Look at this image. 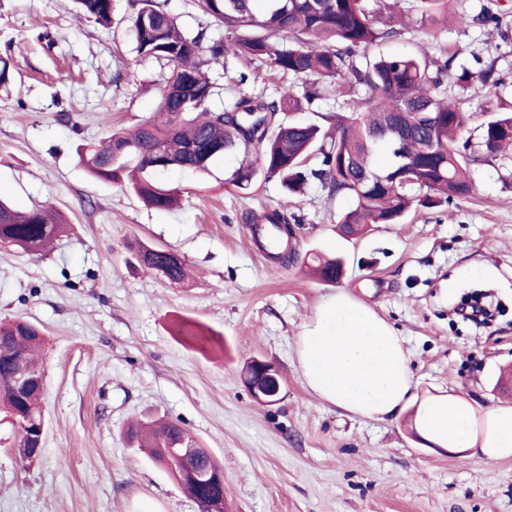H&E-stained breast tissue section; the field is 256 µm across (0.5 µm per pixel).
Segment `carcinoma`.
Returning <instances> with one entry per match:
<instances>
[{
	"label": "carcinoma",
	"mask_w": 512,
	"mask_h": 512,
	"mask_svg": "<svg viewBox=\"0 0 512 512\" xmlns=\"http://www.w3.org/2000/svg\"><path fill=\"white\" fill-rule=\"evenodd\" d=\"M167 0H132L135 52L160 64L163 72L156 114L133 130L115 132L106 140L82 147L80 159L97 180L120 185L145 205L172 210L181 189L169 187L158 175L171 170L202 173L226 154L237 157L227 183L244 189L256 173L278 177L288 193L302 191L311 179L333 196L349 200L337 218L338 233L351 238L371 224H397L410 210L444 208L471 191L466 120L448 100L447 78L454 57L441 62L412 55H389L357 62L371 46L401 35L394 5L378 12L364 0H196L198 7L231 34L210 38L186 32L165 8ZM79 14L101 26L112 24V0H76ZM417 21L423 26L448 25V0H420ZM266 62L284 76L306 80L303 91L283 84L264 99L241 94L220 109L210 105L215 85L210 65L228 56ZM478 79L497 86L493 66L477 72L466 68L459 84ZM336 83V93L349 97L344 112L334 117L333 132L320 134L314 123L286 119L319 99L320 83ZM362 86V95L355 93ZM483 125L485 156L512 146V111L492 105ZM321 157L317 168L306 167L311 153ZM276 244L283 249L281 225L299 223L274 211L265 215ZM70 225L43 206L17 209L0 201V249L41 255ZM127 248L139 262L173 283L188 277L185 262L169 250L148 247L134 239ZM321 280L334 283L343 274L341 259L312 257ZM44 331L21 318L0 320V414L15 429L13 452L28 469L41 458L30 435L45 422ZM35 376L27 387L17 383L18 362ZM128 441L148 450L190 497L224 493L221 464L212 456L207 466L216 484L197 492L183 473L170 468V449L194 437L174 421H137L126 430Z\"/></svg>",
	"instance_id": "1"
}]
</instances>
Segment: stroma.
I'll return each instance as SVG.
<instances>
[{"instance_id": "obj_1", "label": "stroma", "mask_w": 512, "mask_h": 512, "mask_svg": "<svg viewBox=\"0 0 512 512\" xmlns=\"http://www.w3.org/2000/svg\"><path fill=\"white\" fill-rule=\"evenodd\" d=\"M470 16L434 31L411 23L375 55L454 54V70L493 66L498 87L448 84L479 144L484 108H512V0H456ZM498 12L499 26L476 23ZM131 0H112V26L80 21L74 0H0V58L14 83L0 88V198L52 206L72 226L42 256L0 251V318L47 333L42 457L25 469L0 418V512H198L168 474L129 445L137 419L178 422L224 466L230 512H512V457L482 461L425 441L410 416L369 420L336 409L306 385L297 338L319 303L342 291L370 304L406 341L413 399L467 394L475 410L512 405V148L470 165L472 192L445 209L417 208L398 224L345 239L347 201L310 181L286 195L278 178L228 185L235 163L202 175L170 172L176 209L159 211L91 178L80 146L130 129L158 102L160 68L139 60ZM248 73L239 84L240 73ZM212 107L239 94L270 98L280 76L263 62L214 66ZM278 211L300 222L296 256L264 255L243 215ZM178 255L191 276L173 283L138 264L132 239ZM344 262L333 283L308 256ZM488 289L502 312L481 324L456 310ZM201 325L208 340L175 333ZM254 358L282 377L281 400L258 403L244 383Z\"/></svg>"}]
</instances>
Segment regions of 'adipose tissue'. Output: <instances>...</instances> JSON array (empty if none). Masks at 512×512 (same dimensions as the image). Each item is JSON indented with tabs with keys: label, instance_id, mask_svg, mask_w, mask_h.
Returning <instances> with one entry per match:
<instances>
[{
	"label": "adipose tissue",
	"instance_id": "adipose-tissue-1",
	"mask_svg": "<svg viewBox=\"0 0 512 512\" xmlns=\"http://www.w3.org/2000/svg\"><path fill=\"white\" fill-rule=\"evenodd\" d=\"M297 355L310 390L336 408L371 420L406 412L413 374L405 340L351 292L319 304ZM415 422L440 447L467 448L485 461L512 456V407L479 414L463 395L448 394L420 405Z\"/></svg>",
	"mask_w": 512,
	"mask_h": 512
}]
</instances>
